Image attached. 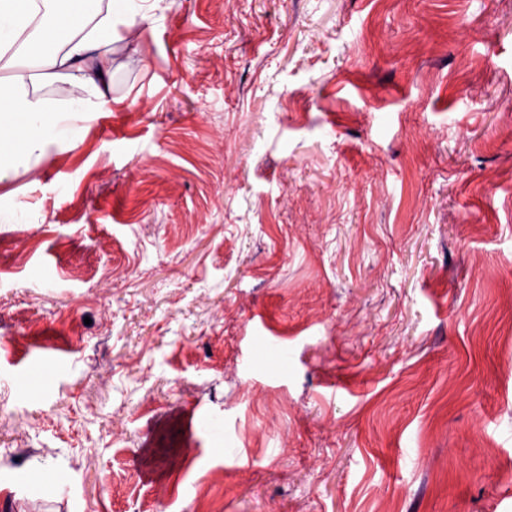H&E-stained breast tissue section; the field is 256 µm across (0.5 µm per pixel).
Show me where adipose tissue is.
<instances>
[{"label": "adipose tissue", "mask_w": 512, "mask_h": 512, "mask_svg": "<svg viewBox=\"0 0 512 512\" xmlns=\"http://www.w3.org/2000/svg\"><path fill=\"white\" fill-rule=\"evenodd\" d=\"M147 0H0V59L34 52L36 71L0 81V171L26 164L32 153L63 137L53 115L75 121L97 117L107 105L112 77L108 50L114 35L146 18ZM73 90L64 100L44 85Z\"/></svg>", "instance_id": "adipose-tissue-1"}]
</instances>
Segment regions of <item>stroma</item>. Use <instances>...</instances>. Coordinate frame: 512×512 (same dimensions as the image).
<instances>
[{"mask_svg": "<svg viewBox=\"0 0 512 512\" xmlns=\"http://www.w3.org/2000/svg\"><path fill=\"white\" fill-rule=\"evenodd\" d=\"M149 10L0 173V512H512V0ZM13 428L14 435L10 444L11 448H7L8 453L16 460H23L35 452V448H30L28 438L25 432L18 429L11 415H2L0 420V428Z\"/></svg>", "mask_w": 512, "mask_h": 512, "instance_id": "1", "label": "stroma"}]
</instances>
